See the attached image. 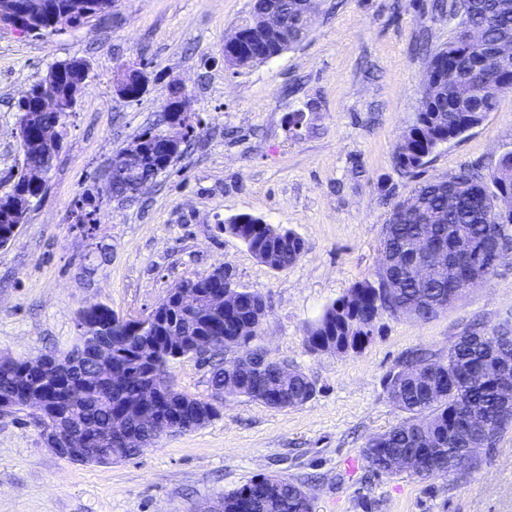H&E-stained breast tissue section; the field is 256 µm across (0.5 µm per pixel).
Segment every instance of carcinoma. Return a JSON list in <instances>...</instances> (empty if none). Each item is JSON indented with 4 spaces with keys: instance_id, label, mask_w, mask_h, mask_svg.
<instances>
[{
    "instance_id": "carcinoma-1",
    "label": "carcinoma",
    "mask_w": 512,
    "mask_h": 512,
    "mask_svg": "<svg viewBox=\"0 0 512 512\" xmlns=\"http://www.w3.org/2000/svg\"><path fill=\"white\" fill-rule=\"evenodd\" d=\"M439 8L458 17L462 25L480 26L489 46L501 39H512V0H448ZM422 95L432 99L431 111L415 116L403 135L395 165L404 173L425 166L441 141L461 136L497 105L495 98L463 104L448 92L446 85L439 90L425 83ZM498 171V176L460 170L434 177L410 195L416 206L398 202L381 239L388 265L378 267L373 278L356 282L323 310L307 330V349L317 354L345 348L362 350L374 336L375 319L388 313L393 300L400 306H414L417 321L433 318L439 312L437 305L448 302V295L468 276L471 265L464 262L459 266L456 282L440 280L428 268L413 267L411 255L423 225L437 223V242L450 251L453 242L448 229L455 226L464 229L479 245L498 236L511 242L509 225L491 223L489 219L495 216L500 190L512 192V154L499 161ZM236 220L235 216L225 222L224 232L238 237L255 256L275 238L291 233L282 225L238 224ZM301 250L300 241L288 242V253L280 255L279 265L288 269L299 260ZM199 286L203 298L195 312L184 313L165 303L163 313L154 316L155 329L140 330L125 324L118 333H109L115 370H105L86 386H74L57 404V422L66 430L93 425L87 440L88 462H97L102 448H112L114 459L143 451L141 447L112 446L113 425L126 404L141 400L146 387L158 375L169 373L175 350L188 352L197 337L208 331L217 344L210 368L211 390L230 387L237 397L279 410L302 406L314 396L315 383L302 371L289 370L281 385L272 389L263 382L265 369L245 363V356L257 339L256 308L263 300L261 295L244 290L234 307L223 313L211 309L207 296L211 290L224 287V278L208 274ZM481 335L478 328L470 327L448 347L447 356L437 359L429 352L413 353L399 369L387 375V398L407 417L368 441L364 458L372 471L393 475L392 458L407 455L420 458V467L414 474L423 479L462 476L474 465L477 450L495 446L499 434L512 424V399L504 396L499 378L487 373L486 368L499 356H512V331L501 330L496 355L484 347ZM233 346L241 354L225 358ZM114 371L122 377L118 383L112 378ZM26 378L24 362L0 364V398L24 400ZM161 383L163 398L169 400L171 409L184 415L180 403L193 396L164 379ZM152 421L154 412L148 406L140 418L124 427L147 437ZM306 496L304 486L297 482L260 474L224 495L223 512H306Z\"/></svg>"
}]
</instances>
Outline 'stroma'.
<instances>
[{
	"instance_id": "obj_1",
	"label": "stroma",
	"mask_w": 512,
	"mask_h": 512,
	"mask_svg": "<svg viewBox=\"0 0 512 512\" xmlns=\"http://www.w3.org/2000/svg\"><path fill=\"white\" fill-rule=\"evenodd\" d=\"M432 3L322 0L301 43L237 74L224 65V38L250 0H116L107 20L48 38L0 29V183L22 162V91L53 62L78 57L90 67L45 189L0 248V355L67 352L84 305L144 316L181 280L226 266L267 302L258 345L316 385L291 409L226 398L207 424L109 464L59 457L31 410L0 413V512H202L258 474L303 482L314 512H512V426L459 480L376 474L363 457L370 437L404 418L384 390L403 357H441L465 328L512 322V258L429 321L380 317L362 351L314 354L304 344L309 323L377 269L395 203L433 177L489 174L512 153L506 93L423 168L395 167L428 54L455 25ZM139 63L145 90L124 101L113 75ZM173 83L190 93L196 137L138 195L113 196V156L157 120ZM296 111L305 120L293 126ZM88 192L98 207L89 235L77 226ZM241 213L293 230L302 258L282 272L259 262L218 229ZM170 375L182 392L211 399L207 365L186 357Z\"/></svg>"
}]
</instances>
